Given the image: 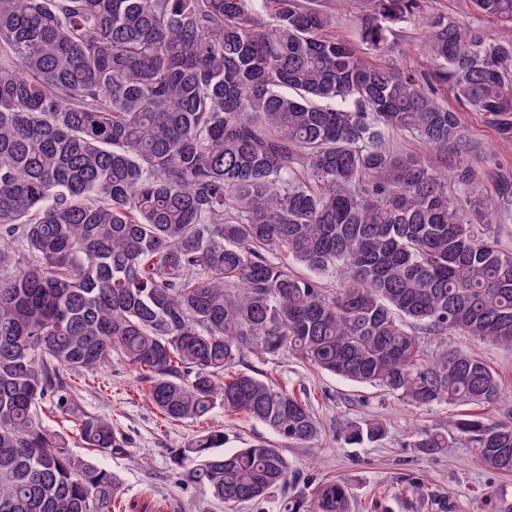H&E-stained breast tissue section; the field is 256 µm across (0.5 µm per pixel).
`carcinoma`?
<instances>
[{"label":"carcinoma","mask_w":512,"mask_h":512,"mask_svg":"<svg viewBox=\"0 0 512 512\" xmlns=\"http://www.w3.org/2000/svg\"><path fill=\"white\" fill-rule=\"evenodd\" d=\"M350 4L356 45L305 0H0V512L115 508V474L42 418L48 401L70 411L62 371L115 353L167 418L219 407L296 444L319 422L234 371L246 355L286 352L421 407L501 399L486 363L424 337L512 349V250L486 228L512 179L482 193L448 102L512 141V0H472L496 39L433 0H334ZM405 22L425 28L426 70L378 61ZM398 132L435 160L390 149ZM337 431L350 446L387 434L374 418ZM79 435L124 452L106 417L82 415ZM460 440L512 474V417L466 415L410 447ZM223 445L209 431L174 462L227 508L354 512L346 479L298 496L278 445Z\"/></svg>","instance_id":"obj_1"}]
</instances>
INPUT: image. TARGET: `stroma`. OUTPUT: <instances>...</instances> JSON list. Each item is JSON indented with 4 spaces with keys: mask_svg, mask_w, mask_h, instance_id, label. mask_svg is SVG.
Returning <instances> with one entry per match:
<instances>
[{
    "mask_svg": "<svg viewBox=\"0 0 512 512\" xmlns=\"http://www.w3.org/2000/svg\"><path fill=\"white\" fill-rule=\"evenodd\" d=\"M464 125L477 147L484 170L483 190L494 194L500 177L512 176V141L498 138L485 115L464 111ZM449 347L470 351L496 373L504 397L498 403L469 407L472 415L497 421L512 417V351L469 336H447ZM245 366L263 371L273 383L294 391L314 413L322 428L319 439L300 446L288 444L284 454L302 478L348 480L355 512H438L434 496L445 497L448 512H495L487 503L488 489H498L512 502V476L486 469L473 449L459 444L435 456L412 448L411 435L427 427H444L457 410L448 405L418 408L381 395L368 385L353 383L314 370L290 355L264 362L247 356ZM69 387V414L53 412L47 421L69 437L73 453H82L78 418L89 413L109 418L124 441V453L103 454L95 461L114 472L121 483L116 512H228L224 503L187 483L174 463L180 448L207 431L224 433V449L232 451L260 441H275L265 424L243 414L215 409L204 421L175 422L155 410L148 384L120 357L94 373H65ZM377 418L387 427L386 437L363 447L345 445L336 434L339 420ZM424 479L429 493L420 497L408 488L409 479Z\"/></svg>",
    "mask_w": 512,
    "mask_h": 512,
    "instance_id": "stroma-1",
    "label": "stroma"
}]
</instances>
